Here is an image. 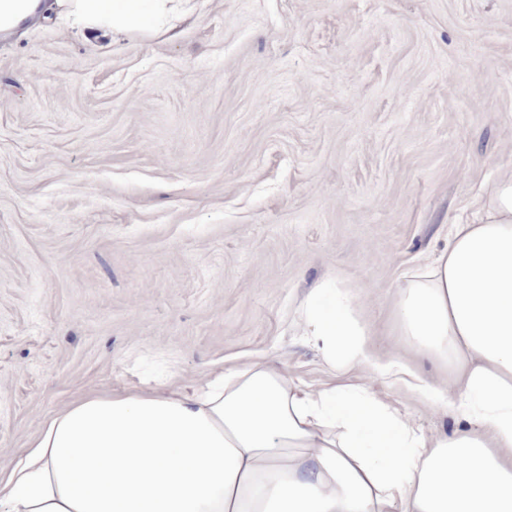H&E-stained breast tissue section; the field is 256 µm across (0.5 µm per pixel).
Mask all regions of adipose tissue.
<instances>
[{
	"mask_svg": "<svg viewBox=\"0 0 512 512\" xmlns=\"http://www.w3.org/2000/svg\"><path fill=\"white\" fill-rule=\"evenodd\" d=\"M0 0V35L50 10L120 39L171 32L192 0ZM403 335L456 371L468 420L423 434L369 383L311 388L271 360L189 381L88 393L0 478L6 512H512V175L497 180L395 297ZM301 335L329 365L369 369L341 283L319 281Z\"/></svg>",
	"mask_w": 512,
	"mask_h": 512,
	"instance_id": "ef3b65f1",
	"label": "adipose tissue"
}]
</instances>
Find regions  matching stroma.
Listing matches in <instances>:
<instances>
[{"label":"stroma","instance_id":"35a3bbf8","mask_svg":"<svg viewBox=\"0 0 512 512\" xmlns=\"http://www.w3.org/2000/svg\"><path fill=\"white\" fill-rule=\"evenodd\" d=\"M512 174V0H199L175 32L0 38V472L80 395L275 359L348 384L296 331L348 289L379 367L450 389L393 297ZM423 433L464 420L391 377Z\"/></svg>","mask_w":512,"mask_h":512}]
</instances>
